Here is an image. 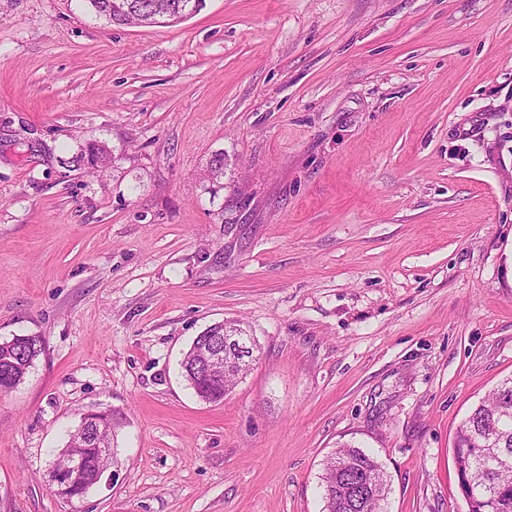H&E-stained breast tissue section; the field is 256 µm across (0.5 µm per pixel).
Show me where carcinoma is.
<instances>
[{
    "instance_id": "cac0c4a2",
    "label": "carcinoma",
    "mask_w": 512,
    "mask_h": 512,
    "mask_svg": "<svg viewBox=\"0 0 512 512\" xmlns=\"http://www.w3.org/2000/svg\"><path fill=\"white\" fill-rule=\"evenodd\" d=\"M95 15L115 25L134 21L115 8L116 0H84ZM184 0H131L133 10L150 11L165 4L178 11ZM80 160L91 166H105L112 161L105 146L90 142ZM204 346L195 342L184 354L181 374L194 394L203 401L217 402L248 371L243 364L225 374L198 373L199 356ZM45 341L36 335L14 336L0 340V395L15 389L25 378L35 361L44 353ZM121 413L99 417L81 423L69 432L64 447L58 449L53 469L60 471L79 453L85 457L81 480L75 485V497L85 496L100 481L103 469L119 465L113 451ZM109 448L108 457L98 449ZM453 458L460 485L466 490L467 512H512V378L504 380L483 398L459 424L453 448ZM372 489L369 498L357 497L363 483ZM322 512H383L382 502L388 491L383 465L360 447L341 443L323 462L320 477Z\"/></svg>"
}]
</instances>
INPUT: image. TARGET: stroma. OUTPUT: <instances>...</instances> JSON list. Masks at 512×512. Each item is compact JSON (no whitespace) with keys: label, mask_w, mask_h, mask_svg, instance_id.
<instances>
[{"label":"stroma","mask_w":512,"mask_h":512,"mask_svg":"<svg viewBox=\"0 0 512 512\" xmlns=\"http://www.w3.org/2000/svg\"><path fill=\"white\" fill-rule=\"evenodd\" d=\"M221 321L261 350L206 403L179 362ZM23 334L46 350L0 395V512H322L341 442L388 512H466L456 428L512 376V0L154 27L0 0V339ZM99 408L122 463L61 500L54 451Z\"/></svg>","instance_id":"35a3bbf8"}]
</instances>
